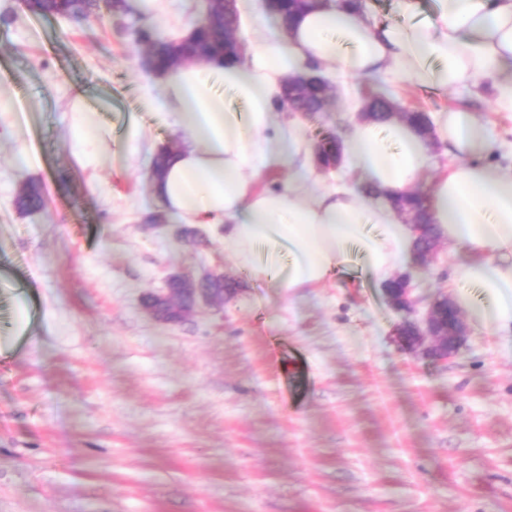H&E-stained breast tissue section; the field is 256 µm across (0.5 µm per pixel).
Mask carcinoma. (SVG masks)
Listing matches in <instances>:
<instances>
[{
    "label": "carcinoma",
    "mask_w": 512,
    "mask_h": 512,
    "mask_svg": "<svg viewBox=\"0 0 512 512\" xmlns=\"http://www.w3.org/2000/svg\"><path fill=\"white\" fill-rule=\"evenodd\" d=\"M102 3L116 15L133 13L128 0H30L27 8L39 16L66 15L83 20L98 15ZM262 3L285 24L290 23L297 13L311 6L309 0H262ZM235 28L236 12L229 9L224 0H210L205 21L196 27L184 42L174 44L149 28L138 29L135 42L146 46L155 71H172L186 59L207 63L213 60L240 58L242 49L234 35ZM327 97L326 87L307 89L298 87L290 81L283 89V98L280 99L278 109L281 110L284 105L289 104L294 111L312 117L322 111ZM367 105L371 108L370 118L377 122H386L394 116V105L383 92L374 93L368 99ZM340 141L341 138L333 134L323 136L319 140L316 160L323 165L334 161L341 153ZM175 154L176 149L168 142L157 147L152 163L153 177L161 175L164 166ZM42 205L40 186L35 182L28 183L17 198L18 210L29 213L41 209ZM395 205L400 212L418 215L424 223H430L424 196L412 193L396 200Z\"/></svg>",
    "instance_id": "cac0c4a2"
}]
</instances>
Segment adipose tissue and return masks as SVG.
I'll list each match as a JSON object with an SVG mask.
<instances>
[{
	"instance_id": "ef3b65f1",
	"label": "adipose tissue",
	"mask_w": 512,
	"mask_h": 512,
	"mask_svg": "<svg viewBox=\"0 0 512 512\" xmlns=\"http://www.w3.org/2000/svg\"><path fill=\"white\" fill-rule=\"evenodd\" d=\"M403 22L379 24L339 0L300 16L274 34L267 10L242 61L187 63L162 78L160 122L199 145L179 152L157 195L171 216L224 227V250L257 281L313 288L341 272L358 252L380 281L414 256L415 237L389 197L416 192L430 164L429 143L458 157L430 183L432 221L464 258L454 301L479 329L512 325V171L486 162L487 128L472 113H437L430 136L395 118L358 121L343 143L354 185L310 194V151L300 131L278 128L275 102L284 82L310 64L338 75L441 90L485 83L512 106V0H432L418 18L414 0H398ZM271 169L289 170L285 185L260 189ZM380 191L363 195L362 186Z\"/></svg>"
}]
</instances>
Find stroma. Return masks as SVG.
<instances>
[{"label":"stroma","mask_w":512,"mask_h":512,"mask_svg":"<svg viewBox=\"0 0 512 512\" xmlns=\"http://www.w3.org/2000/svg\"><path fill=\"white\" fill-rule=\"evenodd\" d=\"M203 10L76 23L0 0V512H512L511 325L433 364L401 346L403 315L360 259L288 292L238 268L223 225L192 241L181 220L149 223L156 146L192 141L158 120L132 30L181 37ZM323 73L328 111L277 114L307 144L344 134L370 85L404 109L473 112L488 162L512 170V112L484 88ZM78 96L110 131L94 166L68 141ZM29 181L45 207L23 214ZM456 264L443 240L411 267L423 303L451 294ZM211 269L240 291L177 325L143 311L170 276Z\"/></svg>","instance_id":"1"}]
</instances>
